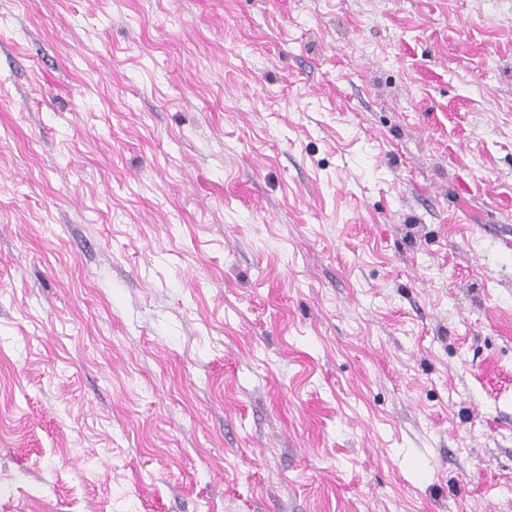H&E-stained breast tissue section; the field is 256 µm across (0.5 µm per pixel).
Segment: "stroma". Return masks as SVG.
<instances>
[{
    "instance_id": "stroma-1",
    "label": "stroma",
    "mask_w": 512,
    "mask_h": 512,
    "mask_svg": "<svg viewBox=\"0 0 512 512\" xmlns=\"http://www.w3.org/2000/svg\"><path fill=\"white\" fill-rule=\"evenodd\" d=\"M0 512H512V0H0Z\"/></svg>"
}]
</instances>
